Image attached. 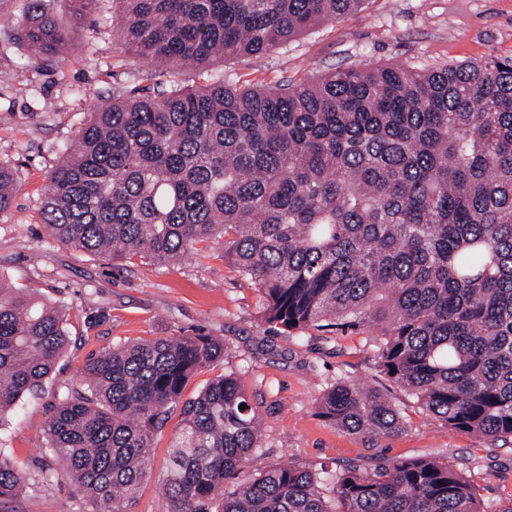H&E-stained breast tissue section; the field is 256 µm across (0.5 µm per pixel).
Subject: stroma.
Instances as JSON below:
<instances>
[{"instance_id": "stroma-1", "label": "stroma", "mask_w": 512, "mask_h": 512, "mask_svg": "<svg viewBox=\"0 0 512 512\" xmlns=\"http://www.w3.org/2000/svg\"><path fill=\"white\" fill-rule=\"evenodd\" d=\"M27 6L28 0H8L0 10V163L16 178L14 203L0 214V278L34 289L44 301L66 304L72 343L43 391L12 412L0 431V442L27 475L21 492L0 501V512H96L95 502L46 449L44 427L53 406L81 388L87 361L113 346L199 333L223 340L224 356L197 371L183 396L194 397L224 373L240 374L263 428L246 472L285 461L335 469L356 461L433 457L461 470L490 512L511 505L512 439L459 432L419 409L403 390L377 376L365 347L367 328L343 326L330 333L270 328L259 292L213 243L198 244L173 266L139 257L115 264L68 249L48 235L41 202L64 143L95 103L157 91L165 78L124 53L112 36L100 34L98 11L73 28L65 69L51 61L28 66L13 25ZM491 56L512 57V0H365L359 11L264 57L183 69L176 80L200 86L224 74L273 87L349 66L438 68ZM340 377L387 393L406 420L404 431L391 437L354 435L323 419L316 400ZM180 423V415L172 414L155 433L150 472L128 512H169L162 482ZM47 471L55 475L49 485L42 479Z\"/></svg>"}]
</instances>
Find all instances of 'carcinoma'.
<instances>
[{"instance_id": "obj_1", "label": "carcinoma", "mask_w": 512, "mask_h": 512, "mask_svg": "<svg viewBox=\"0 0 512 512\" xmlns=\"http://www.w3.org/2000/svg\"><path fill=\"white\" fill-rule=\"evenodd\" d=\"M49 2L30 0L16 37L29 61L60 65L71 38ZM96 2L71 0L73 23ZM363 2L112 0V30L171 77L262 57ZM14 182L0 164V213ZM40 215L58 243L114 261L174 264L200 242L219 244L262 294L267 323H372L375 369L423 410L461 432L512 438V57L351 66L273 88L173 81L100 101L63 148ZM66 311L0 279V428L65 352ZM222 357L223 342L197 335L88 361L85 388L55 405L45 436L97 512H127L177 408L171 512H487L467 476L431 458L245 472L261 420L241 377L182 400L189 378ZM317 408L353 434L406 424L386 394L342 377ZM25 484L0 448V500Z\"/></svg>"}]
</instances>
